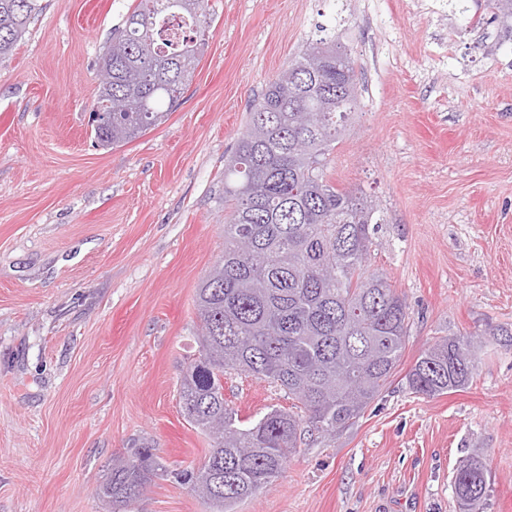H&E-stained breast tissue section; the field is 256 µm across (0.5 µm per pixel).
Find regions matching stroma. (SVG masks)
Masks as SVG:
<instances>
[{
	"label": "stroma",
	"instance_id": "35a3bbf8",
	"mask_svg": "<svg viewBox=\"0 0 512 512\" xmlns=\"http://www.w3.org/2000/svg\"><path fill=\"white\" fill-rule=\"evenodd\" d=\"M0 62V512H107L113 456L168 469L209 439L185 420L196 291L224 249V160L250 104L308 44L336 39L359 98L326 169L380 206L370 271L404 296L409 336L388 389L335 439L307 437L237 512H456L452 476L481 449L486 512L512 504V35L487 0H207L194 77L162 124L113 148L91 125L98 68L136 0H42ZM477 336L466 389L405 376L442 336ZM240 418L290 407L224 378ZM133 512H208L152 481Z\"/></svg>",
	"mask_w": 512,
	"mask_h": 512
}]
</instances>
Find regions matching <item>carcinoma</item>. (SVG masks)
<instances>
[{
    "instance_id": "1",
    "label": "carcinoma",
    "mask_w": 512,
    "mask_h": 512,
    "mask_svg": "<svg viewBox=\"0 0 512 512\" xmlns=\"http://www.w3.org/2000/svg\"><path fill=\"white\" fill-rule=\"evenodd\" d=\"M512 21V0H490ZM43 7L0 0V59L12 54ZM209 29L205 0H138L112 30L101 57L112 85L94 127L103 148L130 143L165 122L192 80ZM358 99L354 62L336 41L302 50L247 113L224 163V251L197 288L199 356L184 368V417L211 439L199 465L180 471L209 512L271 484L310 431L334 438L391 382L406 344L409 307L365 264L377 207L326 179L327 158ZM252 376L292 400L245 422L224 399V376ZM473 337L443 336L406 374L409 389L435 397L468 387ZM168 474L152 449L112 460L97 495L127 512L153 479ZM459 512H484L490 473L474 452L453 473Z\"/></svg>"
}]
</instances>
